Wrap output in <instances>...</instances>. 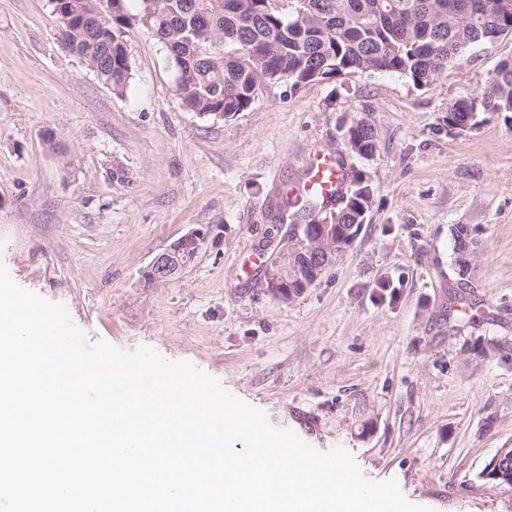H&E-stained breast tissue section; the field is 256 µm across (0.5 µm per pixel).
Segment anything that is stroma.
<instances>
[{
  "instance_id": "obj_1",
  "label": "stroma",
  "mask_w": 512,
  "mask_h": 512,
  "mask_svg": "<svg viewBox=\"0 0 512 512\" xmlns=\"http://www.w3.org/2000/svg\"><path fill=\"white\" fill-rule=\"evenodd\" d=\"M51 0H0V260L66 306L91 340L187 361L270 424L336 447L363 478L396 481L431 512H512L481 478L512 448V118L449 131L448 105L480 95L512 35L480 44L428 85L391 73L268 87L231 118L186 111L165 47L133 28V76L115 94L66 54ZM367 116L378 145L348 157L372 180L360 235L317 285L283 300L248 252L281 239L277 187L311 151L339 149ZM478 240L470 301L444 318L459 277L449 228ZM195 261L151 282V261L191 228Z\"/></svg>"
}]
</instances>
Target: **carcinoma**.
I'll list each match as a JSON object with an SVG mask.
<instances>
[{
	"instance_id": "cac0c4a2",
	"label": "carcinoma",
	"mask_w": 512,
	"mask_h": 512,
	"mask_svg": "<svg viewBox=\"0 0 512 512\" xmlns=\"http://www.w3.org/2000/svg\"><path fill=\"white\" fill-rule=\"evenodd\" d=\"M52 0L61 43L95 71L116 94L127 87L132 61L130 30H151L165 46L181 106L198 115L233 117L247 110L262 86L295 90L336 74L393 72L417 84L436 81L471 46L512 33V0ZM484 112L512 113V61H505L486 90L448 107V120L466 123ZM348 152L368 158L376 133L363 117L342 133ZM336 192L312 190L301 201L288 197L277 221L305 240L316 220L333 212L340 224L362 222L358 204L372 201L370 176L347 170L338 157ZM346 202H341L342 198ZM471 229H450L453 249L473 244ZM463 320L481 308L454 295Z\"/></svg>"
}]
</instances>
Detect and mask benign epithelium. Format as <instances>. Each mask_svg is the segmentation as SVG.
<instances>
[{
	"instance_id": "benign-epithelium-1",
	"label": "benign epithelium",
	"mask_w": 512,
	"mask_h": 512,
	"mask_svg": "<svg viewBox=\"0 0 512 512\" xmlns=\"http://www.w3.org/2000/svg\"><path fill=\"white\" fill-rule=\"evenodd\" d=\"M317 224L320 225V229L316 235L301 242V246L284 251L282 260L276 264L275 269L267 272V292L279 298H289V295L281 290V284L288 283V269L299 263L304 264L308 270L301 288V291H307L319 281L322 269L327 267V261L341 254L342 238L351 231V228L342 227L329 218L319 220ZM208 235V230L203 227L190 229L154 258L145 271V276L152 281H167L177 277L183 268V251L191 247L197 251L202 250L207 243ZM502 457L503 453H498L485 471V478L500 480L504 484L512 483V469L507 470L501 465Z\"/></svg>"
}]
</instances>
